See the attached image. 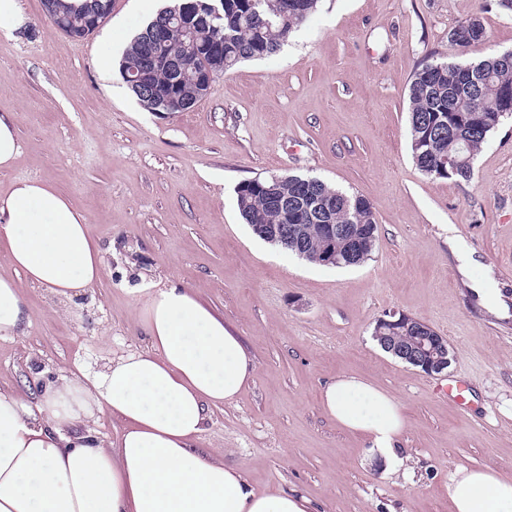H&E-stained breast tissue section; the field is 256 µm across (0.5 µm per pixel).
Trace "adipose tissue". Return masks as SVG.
Masks as SVG:
<instances>
[{
    "instance_id": "1",
    "label": "adipose tissue",
    "mask_w": 512,
    "mask_h": 512,
    "mask_svg": "<svg viewBox=\"0 0 512 512\" xmlns=\"http://www.w3.org/2000/svg\"><path fill=\"white\" fill-rule=\"evenodd\" d=\"M0 241L11 267L0 273L2 336L27 320L22 284L64 304L100 277L87 216L49 182L19 180L0 195ZM141 318L148 347L92 378L62 379L35 405L0 390V512H311L306 498L257 490L242 468L198 446L209 408L232 402L254 376L241 338L176 284L149 292ZM321 408L392 459L405 425L393 396L343 376L323 389ZM103 413L122 423L109 442L92 428ZM448 499L453 512H512V478L459 466Z\"/></svg>"
}]
</instances>
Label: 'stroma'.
Segmentation results:
<instances>
[{
	"mask_svg": "<svg viewBox=\"0 0 512 512\" xmlns=\"http://www.w3.org/2000/svg\"><path fill=\"white\" fill-rule=\"evenodd\" d=\"M19 4L27 25L0 33V113L14 114L21 154L0 170V194L18 180L53 184L87 215L103 267L66 304L24 285L29 324L0 335L1 389L35 403L47 384L144 349L132 289L180 284L254 359L248 386L209 410L199 446L257 489L307 498L313 512H451L454 467L512 476V118L467 181L423 175L407 122L412 76L453 54L449 31L483 22L489 39L466 61L512 49V11L497 0H320L276 54L161 116L97 64L144 27L142 0H112L83 39L41 0ZM272 174L365 197L378 224L370 259L320 266L255 236L236 188ZM390 311L445 336L448 369L430 376L382 350L372 331ZM352 375L402 406L395 463L322 411L323 386ZM455 383L466 407L446 392Z\"/></svg>",
	"mask_w": 512,
	"mask_h": 512,
	"instance_id": "obj_1",
	"label": "stroma"
}]
</instances>
